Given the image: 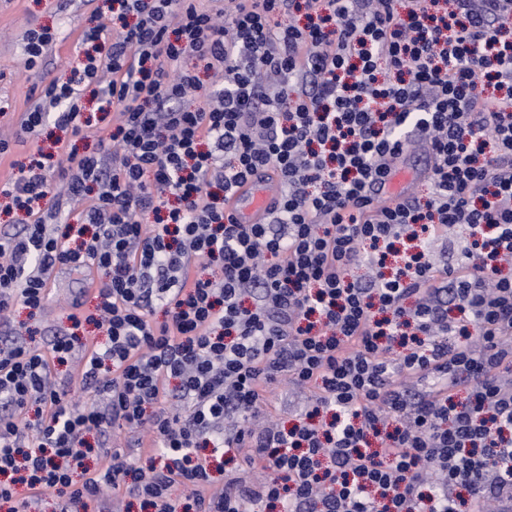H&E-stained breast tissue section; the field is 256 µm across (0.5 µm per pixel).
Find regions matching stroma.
I'll list each match as a JSON object with an SVG mask.
<instances>
[{
  "label": "stroma",
  "mask_w": 512,
  "mask_h": 512,
  "mask_svg": "<svg viewBox=\"0 0 512 512\" xmlns=\"http://www.w3.org/2000/svg\"><path fill=\"white\" fill-rule=\"evenodd\" d=\"M96 23L93 7L86 0H0V138L10 142L9 153L0 157V185L17 175L20 164L27 162L37 148L53 149L56 139H63L81 153L94 150V140L62 135L51 125L22 140L15 132L32 98L50 81L69 75L81 52L82 31ZM41 28L57 33L58 40L51 53L34 68H24L26 34ZM90 278L100 283L105 276L86 270L56 272L47 309L34 315L24 306H15L10 314L14 329L21 334L26 328H34L39 344L68 332L73 301L81 302L83 315L95 311V294L83 287Z\"/></svg>",
  "instance_id": "1"
}]
</instances>
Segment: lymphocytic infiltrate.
<instances>
[{"mask_svg": "<svg viewBox=\"0 0 512 512\" xmlns=\"http://www.w3.org/2000/svg\"><path fill=\"white\" fill-rule=\"evenodd\" d=\"M109 3L17 131L96 150L0 188L25 214L0 234L1 319L43 310L54 269L106 276L100 336L0 338V504L512 512V0ZM417 148L425 195L383 197ZM250 181L279 190L240 224ZM283 381L309 392L300 424L254 429ZM116 429L145 432L144 465ZM272 183L254 186L251 183L239 188L228 200L226 213L241 224H253L266 212L271 200Z\"/></svg>", "mask_w": 512, "mask_h": 512, "instance_id": "1", "label": "lymphocytic infiltrate"}]
</instances>
